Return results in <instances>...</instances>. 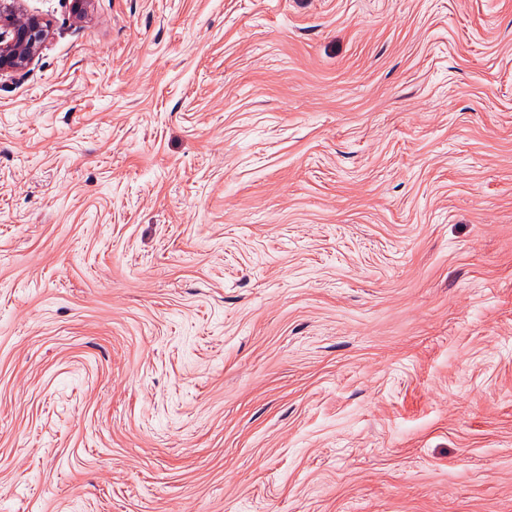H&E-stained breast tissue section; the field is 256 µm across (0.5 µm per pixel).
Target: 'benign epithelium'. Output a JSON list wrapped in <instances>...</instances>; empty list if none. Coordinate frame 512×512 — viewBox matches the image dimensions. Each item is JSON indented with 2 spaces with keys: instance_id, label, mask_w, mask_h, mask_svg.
<instances>
[{
  "instance_id": "benign-epithelium-1",
  "label": "benign epithelium",
  "mask_w": 512,
  "mask_h": 512,
  "mask_svg": "<svg viewBox=\"0 0 512 512\" xmlns=\"http://www.w3.org/2000/svg\"><path fill=\"white\" fill-rule=\"evenodd\" d=\"M19 0H0V75L24 70L42 50L49 24L24 15Z\"/></svg>"
}]
</instances>
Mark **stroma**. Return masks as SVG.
I'll use <instances>...</instances> for the list:
<instances>
[{
    "instance_id": "stroma-1",
    "label": "stroma",
    "mask_w": 512,
    "mask_h": 512,
    "mask_svg": "<svg viewBox=\"0 0 512 512\" xmlns=\"http://www.w3.org/2000/svg\"><path fill=\"white\" fill-rule=\"evenodd\" d=\"M0 512H512V0H23Z\"/></svg>"
}]
</instances>
